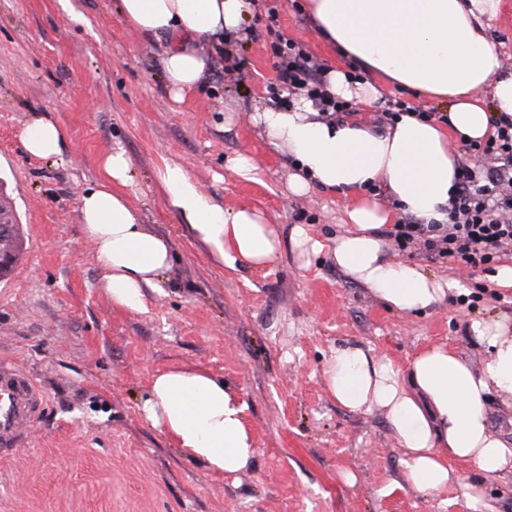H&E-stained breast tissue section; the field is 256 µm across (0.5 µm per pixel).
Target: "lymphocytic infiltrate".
I'll use <instances>...</instances> for the list:
<instances>
[{"mask_svg":"<svg viewBox=\"0 0 512 512\" xmlns=\"http://www.w3.org/2000/svg\"><path fill=\"white\" fill-rule=\"evenodd\" d=\"M280 61V80L285 88L307 90L324 111L337 118L349 117L348 102L322 94V67L303 49L290 42L274 45ZM486 139L466 144V152L493 159V166L476 172L465 167L448 206L444 224L401 221L390 231L399 249L420 244L434 257L472 269L488 264L504 246L512 245V193H500L512 185V121L499 119Z\"/></svg>","mask_w":512,"mask_h":512,"instance_id":"f902f5d3","label":"lymphocytic infiltrate"}]
</instances>
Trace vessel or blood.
<instances>
[{"mask_svg": "<svg viewBox=\"0 0 512 512\" xmlns=\"http://www.w3.org/2000/svg\"><path fill=\"white\" fill-rule=\"evenodd\" d=\"M47 397L35 378L11 361H0V459L13 457L42 418Z\"/></svg>", "mask_w": 512, "mask_h": 512, "instance_id": "vessel-or-blood-1", "label": "vessel or blood"}]
</instances>
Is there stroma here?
<instances>
[{"label": "stroma", "instance_id": "1", "mask_svg": "<svg viewBox=\"0 0 512 512\" xmlns=\"http://www.w3.org/2000/svg\"><path fill=\"white\" fill-rule=\"evenodd\" d=\"M244 28L178 102L161 46L132 30L117 0H0V205L14 211L22 242L0 279V356L31 371L48 399L29 446L0 460V512H512V476L486 480L476 505L462 489L475 473L464 462L455 465L461 484L446 490L407 484L385 413L344 408L324 377L343 344L401 369L445 344L482 368L489 354L470 324L512 313V288L493 279L512 266V248L483 271L387 241L388 258L456 280L461 291L418 314L386 307L334 260L347 199L316 187L293 194L291 158L270 150L252 121L295 98L279 81L272 41L297 43L328 70L344 60L306 0H259ZM380 92L373 105L350 103L374 133L389 129L378 119L388 101L441 109L405 88ZM37 114L63 129L62 158L24 149L20 132ZM118 147L132 162L122 194L172 253L145 314L113 306L79 227V197L103 181ZM244 154L258 165L255 179L230 168ZM168 161L224 209L261 210L286 232L304 226L321 252L305 266L287 250L261 268L216 264L158 182ZM174 366L205 367L239 395L257 448L251 468L210 471L144 419L153 376Z\"/></svg>", "mask_w": 512, "mask_h": 512}]
</instances>
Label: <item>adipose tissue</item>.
<instances>
[{
  "label": "adipose tissue",
  "mask_w": 512,
  "mask_h": 512,
  "mask_svg": "<svg viewBox=\"0 0 512 512\" xmlns=\"http://www.w3.org/2000/svg\"><path fill=\"white\" fill-rule=\"evenodd\" d=\"M119 3L135 32L163 41V71L177 101L205 77L215 45L225 32L240 29L245 8L243 0ZM500 5L501 0H308L318 32L334 50L382 82L449 102L447 125L407 112L387 133L375 134L336 122L303 94L292 105H270L253 115L268 144L293 159L292 192L316 185L352 195L351 228L336 240V264L401 314L430 309L460 286L388 260L380 230L392 215L357 193L381 185L422 223H447L460 171L449 136L464 143L482 140L492 130L491 118L512 117V71H504L488 32ZM21 141L30 155L42 159L60 157L65 149L62 128L45 115L25 125ZM103 168L104 182L80 197V229L95 247L113 304L144 313L148 291L160 290L171 265V249L115 190L131 179L125 151L109 153ZM158 178L191 234L226 268L266 265L286 242L302 255L322 249L302 226L284 240L261 213L224 210L179 164L165 163ZM472 329L490 354L478 371L445 345L421 350L404 371L347 345L333 351L325 375L345 408L385 412L404 450L406 482L422 490L447 488L456 478L454 462L463 461L478 474L464 483L465 494L479 503L484 479L512 472V442L492 431L485 409L491 394L512 396V328L498 317L474 322ZM244 411V402L200 367L156 375L142 405L145 419L187 457L230 475L250 468L256 456Z\"/></svg>",
  "instance_id": "obj_1"
}]
</instances>
